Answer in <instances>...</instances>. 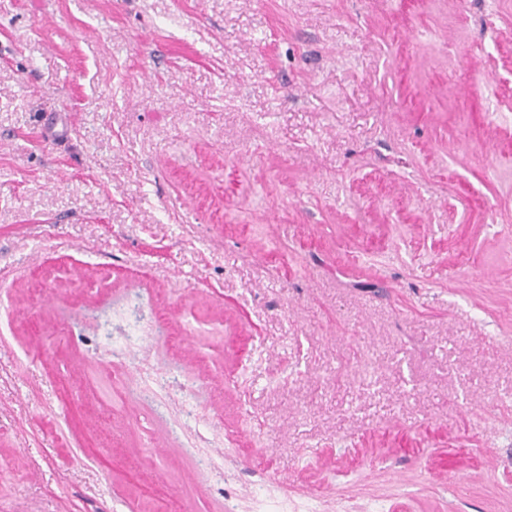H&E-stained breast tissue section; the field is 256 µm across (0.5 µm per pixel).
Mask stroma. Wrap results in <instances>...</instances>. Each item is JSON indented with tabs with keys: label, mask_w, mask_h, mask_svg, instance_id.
<instances>
[{
	"label": "stroma",
	"mask_w": 512,
	"mask_h": 512,
	"mask_svg": "<svg viewBox=\"0 0 512 512\" xmlns=\"http://www.w3.org/2000/svg\"><path fill=\"white\" fill-rule=\"evenodd\" d=\"M0 512H512V0H0Z\"/></svg>",
	"instance_id": "stroma-1"
}]
</instances>
